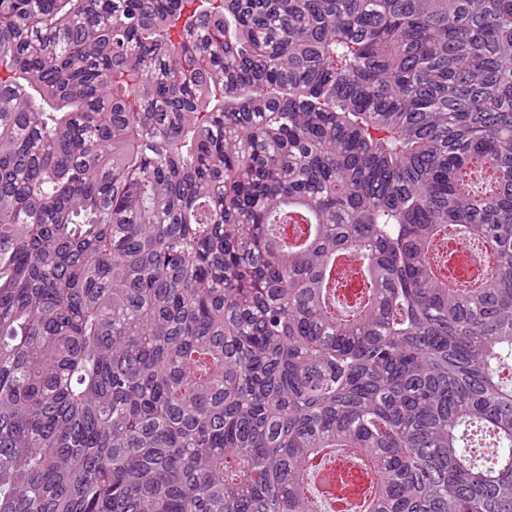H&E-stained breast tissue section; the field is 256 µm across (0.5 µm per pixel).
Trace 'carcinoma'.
Returning <instances> with one entry per match:
<instances>
[{"label": "carcinoma", "mask_w": 512, "mask_h": 512, "mask_svg": "<svg viewBox=\"0 0 512 512\" xmlns=\"http://www.w3.org/2000/svg\"><path fill=\"white\" fill-rule=\"evenodd\" d=\"M507 369L512 0H0V512H512ZM455 256V274L457 276H477L481 270L483 262L479 256L468 249V245L463 240L456 244Z\"/></svg>", "instance_id": "obj_1"}]
</instances>
